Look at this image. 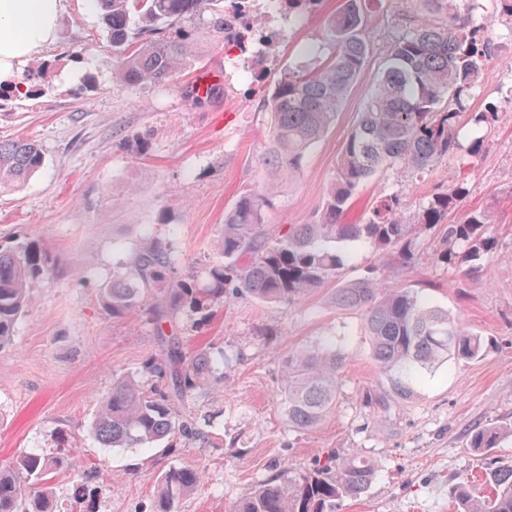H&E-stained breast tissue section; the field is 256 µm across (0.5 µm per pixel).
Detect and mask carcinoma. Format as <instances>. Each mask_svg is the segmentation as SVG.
Here are the masks:
<instances>
[{"instance_id":"obj_1","label":"carcinoma","mask_w":512,"mask_h":512,"mask_svg":"<svg viewBox=\"0 0 512 512\" xmlns=\"http://www.w3.org/2000/svg\"><path fill=\"white\" fill-rule=\"evenodd\" d=\"M288 13L300 23L319 0H286ZM416 16L402 25L388 47L347 137L336 176L311 224H292L271 239L264 230L275 199L301 171L311 149L336 121L347 94L361 77L370 53L366 38V0H343L327 24V38L310 53V62L284 69L264 99L270 114L267 170L262 188L240 195L224 214V234L214 244L223 261L211 265L205 279L170 276L175 263L158 243L146 239L127 266L100 288L105 310L114 318L139 307L144 289L154 286L159 315L189 310L206 319L212 308L243 295L268 303H291L315 288L336 283L332 303L362 314L371 355L390 393L411 399L428 377L450 361L472 360L484 351L482 337L466 331L448 310L405 286L387 291L377 277L338 280L344 266L340 246L371 244L413 259V232L445 223L467 193L456 178L431 196L417 224L406 221L401 196L381 197L356 224L344 216L358 189L375 175L399 169L421 178L442 162L472 166L483 141L475 138L461 154L460 133L495 122L496 106L480 112L467 104L476 91L496 44L488 24L477 18L474 0H412ZM222 0H95L112 44L115 76L127 83L160 85L187 65L193 52L191 25L206 21L217 39L224 38ZM44 163L36 144L0 142V189L22 187ZM496 241L484 215H469L446 227L445 246L437 261L452 268L494 252ZM54 258L28 243L0 247V347L9 344L18 319L29 305L36 281ZM341 359L321 345L288 354L281 401L288 423L299 430L317 426L336 404V373ZM157 378L148 383L147 378ZM224 385V372L208 348L186 355L176 345L149 360L143 376L122 375L102 397L90 429L104 448L161 445L171 457L181 443L201 445L212 436L199 416L180 408L199 391ZM512 437V425L496 422L471 430L469 447L487 452ZM66 438L57 437L52 453L21 452L0 467V512H60L50 476L72 466ZM376 468L358 454L329 453L309 474L267 480L244 498L235 512H335L336 501L357 499L370 487ZM491 492L475 497L463 483L453 489L454 512H512V463L491 462L485 468ZM202 472L182 461L155 478L152 512H176L179 500L193 495ZM107 486L88 475L76 497L95 512Z\"/></svg>"}]
</instances>
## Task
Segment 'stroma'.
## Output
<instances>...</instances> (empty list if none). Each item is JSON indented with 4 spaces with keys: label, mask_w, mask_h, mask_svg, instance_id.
I'll return each instance as SVG.
<instances>
[{
    "label": "stroma",
    "mask_w": 512,
    "mask_h": 512,
    "mask_svg": "<svg viewBox=\"0 0 512 512\" xmlns=\"http://www.w3.org/2000/svg\"><path fill=\"white\" fill-rule=\"evenodd\" d=\"M478 4V16L493 20L497 51L471 107L491 102L499 114L481 133L468 191L447 221L486 215L493 257L475 273L465 263L442 266L443 230L436 227L421 232L411 264L388 249L357 247L341 271L345 280L377 276L388 288L413 286L487 342L480 357L440 368L416 397L402 401L388 394L360 315L336 309L329 289L291 304L244 296L217 305L205 321L180 311L160 323L152 294L127 318L111 317L99 296L147 236L172 252L179 276L213 264L225 211L262 182L266 90L286 64L303 61L306 46L325 40L340 0H321L299 24L280 14L272 24L275 43L260 61L251 48L214 41L196 25L190 65L169 84L151 87L115 77L96 11L66 0L60 37L41 54L48 69L34 80L36 94L0 103V141H32L45 158L23 187L0 192V245L29 243L56 258L35 283L12 342L0 349V466L24 451H54L63 431L74 467L53 484L65 512H85L73 489L87 469L112 487L98 512H149L153 478L169 465L168 455L158 446L100 447L89 424L113 379L139 374L147 359L177 344L188 354L209 347L224 364L223 387L185 403L210 416L212 440L182 453L201 469L203 484L177 512H234L264 480L311 473L330 452H356L377 467L364 496L337 501L336 512H453L451 490L462 480L473 495L486 494V458L466 441L479 425L512 424V28L498 19L493 0ZM414 12L412 0L377 6L367 28L373 52L335 124L269 211L270 238L315 219L388 43ZM203 69L220 75V92L198 101L186 92ZM452 172L442 163L416 181L387 170L360 189L348 218L396 192L408 220H416L420 202L445 187ZM323 341L342 358L336 407L316 428L298 431L280 403L283 361Z\"/></svg>",
    "instance_id": "obj_1"
}]
</instances>
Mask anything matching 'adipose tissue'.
Returning a JSON list of instances; mask_svg holds the SVG:
<instances>
[{
	"label": "adipose tissue",
	"instance_id": "obj_1",
	"mask_svg": "<svg viewBox=\"0 0 512 512\" xmlns=\"http://www.w3.org/2000/svg\"><path fill=\"white\" fill-rule=\"evenodd\" d=\"M64 0H0V83L25 94L20 74L55 43Z\"/></svg>",
	"mask_w": 512,
	"mask_h": 512
}]
</instances>
